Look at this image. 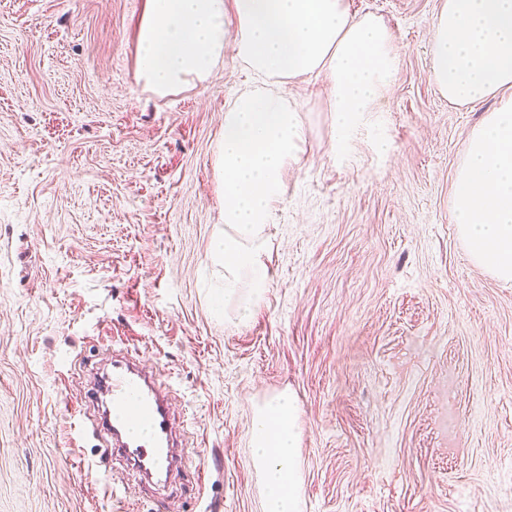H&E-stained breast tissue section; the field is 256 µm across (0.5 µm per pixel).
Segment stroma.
I'll return each instance as SVG.
<instances>
[{
	"label": "stroma",
	"mask_w": 512,
	"mask_h": 512,
	"mask_svg": "<svg viewBox=\"0 0 512 512\" xmlns=\"http://www.w3.org/2000/svg\"><path fill=\"white\" fill-rule=\"evenodd\" d=\"M440 3L347 0L400 62L346 155L323 77L272 84L307 140L242 324L212 302L210 251L224 108L252 73L228 46L159 97L135 77L145 0H0V512H263L251 425L282 394L302 512H512V283L450 213L498 100L438 92ZM119 350L173 388L189 461L165 483L105 468L79 429Z\"/></svg>",
	"instance_id": "obj_1"
}]
</instances>
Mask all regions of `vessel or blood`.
I'll return each mask as SVG.
<instances>
[{
  "label": "vessel or blood",
  "instance_id": "obj_1",
  "mask_svg": "<svg viewBox=\"0 0 512 512\" xmlns=\"http://www.w3.org/2000/svg\"><path fill=\"white\" fill-rule=\"evenodd\" d=\"M108 408L92 422L106 442L107 455L122 457L141 475L170 472L174 454V420L155 374L116 359L105 376Z\"/></svg>",
  "mask_w": 512,
  "mask_h": 512
}]
</instances>
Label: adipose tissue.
Wrapping results in <instances>:
<instances>
[{
  "label": "adipose tissue",
  "instance_id": "ef3b65f1",
  "mask_svg": "<svg viewBox=\"0 0 512 512\" xmlns=\"http://www.w3.org/2000/svg\"><path fill=\"white\" fill-rule=\"evenodd\" d=\"M232 45L258 80L321 75L331 87L333 146L345 151L374 110L398 55L386 27L351 15L346 0H145L137 33L138 78L166 96L206 82ZM306 140L297 110L273 91L239 93L224 110L216 147L224 182V231L211 258L224 268L216 304L236 302L240 322L270 282L268 234L282 201L284 176ZM297 408L288 396L254 417L252 442L263 474L264 512H300L293 490Z\"/></svg>",
  "mask_w": 512,
  "mask_h": 512
}]
</instances>
